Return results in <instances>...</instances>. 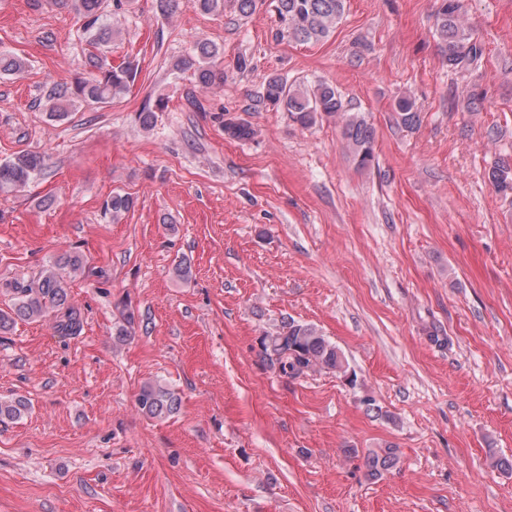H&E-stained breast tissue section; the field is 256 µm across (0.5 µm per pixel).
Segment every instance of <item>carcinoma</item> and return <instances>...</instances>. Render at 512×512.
Masks as SVG:
<instances>
[{"label": "carcinoma", "instance_id": "carcinoma-1", "mask_svg": "<svg viewBox=\"0 0 512 512\" xmlns=\"http://www.w3.org/2000/svg\"><path fill=\"white\" fill-rule=\"evenodd\" d=\"M81 20V33L94 46L112 42L114 31L104 19L103 0H73ZM435 11V35L437 50L451 70L461 69L475 62L482 54L481 46L471 38L462 25L464 0H437ZM346 0H274V7L283 30L277 36L300 44L325 40L336 27L345 11ZM193 68L198 83L207 87L224 81V57L219 49L199 42L193 54L184 61ZM88 76L71 87H63L49 95L48 112L55 119H63L84 103L103 107L121 98L140 75L139 63L134 59L114 66L96 53H89L84 61ZM25 62L15 56L0 52V74H20ZM263 100L289 117L303 128L316 124L323 118H339L342 135L358 165L367 167L375 161V129L360 112L344 110L341 94L326 82L313 85L290 83L275 75L264 85ZM167 101L162 97L146 98L136 114L141 128L155 126L157 113L165 111ZM402 126L412 129L419 125L420 114L414 100L408 95L398 97L394 104ZM255 129L246 122H224V134L234 140H248ZM44 169L42 157L33 152H23L0 160V192L20 189L34 180ZM489 178L496 191L504 196L512 195V165L494 167ZM135 206L133 197L114 193L105 201L104 211L112 222H119ZM82 266L81 258L70 252L58 255L49 262L39 275L29 282L11 283L12 305L0 310V332L12 328L19 321H33L53 315L54 328L62 336H75L82 328L81 312L69 302L67 276L77 273ZM135 314L128 310L115 326L117 340L131 335ZM260 352L263 360L279 374L296 378L308 372H333L340 376L349 373V363L343 351L311 324L293 320L282 323L279 330L260 336ZM138 410L149 419L164 420L177 414L181 398L158 382L141 385L136 399ZM29 402L22 398L0 399V423L16 421L29 413ZM399 462V451L394 445L370 449L363 456L366 475L377 479Z\"/></svg>", "mask_w": 512, "mask_h": 512}]
</instances>
